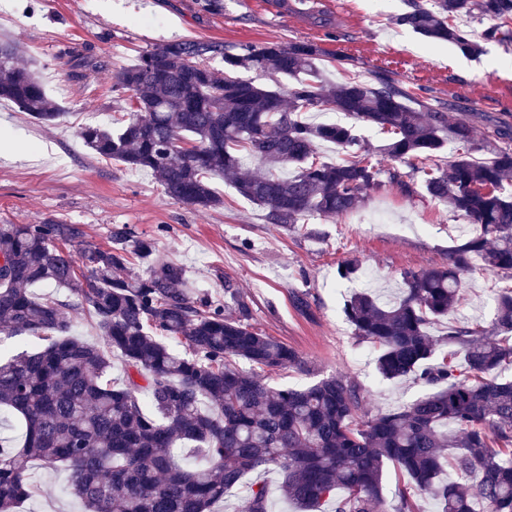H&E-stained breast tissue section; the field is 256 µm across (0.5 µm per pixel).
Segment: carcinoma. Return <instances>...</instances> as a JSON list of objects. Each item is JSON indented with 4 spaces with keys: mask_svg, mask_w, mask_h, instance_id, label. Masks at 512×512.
<instances>
[{
    "mask_svg": "<svg viewBox=\"0 0 512 512\" xmlns=\"http://www.w3.org/2000/svg\"><path fill=\"white\" fill-rule=\"evenodd\" d=\"M407 5L397 24L466 56L483 45L457 25L461 16L488 22L485 41L512 40V0ZM217 57L222 70L208 65ZM323 57L311 42L236 52L215 40L165 42L112 73V91L136 99L128 119L115 128L85 125L78 135L92 154L151 172L168 197L200 210L223 205L211 185L223 176L288 230L314 214L334 218L361 207L383 173L402 196L421 188L458 213L469 231L446 264L404 272L392 299L358 291L343 304L355 335L378 350L377 373L413 375L431 392L368 416L362 386L336 375L304 388L271 386L236 361L269 373L305 371L307 362L256 331L245 302L228 313L195 297L184 268L161 259L129 225L113 226L112 245L103 248L86 240L81 224H0V335L45 341L35 353L0 354V412L24 426L20 447L0 445V512H16L31 496L34 461L65 467L80 512H212L255 471L279 473V491L303 512L326 502L332 512H379L389 467L409 477L393 512H416L422 496L439 512H512V380L499 378L512 364V289L500 292L490 327L428 332L453 312L475 262L512 275V148L476 142L465 119L421 111L419 94L387 74L331 81ZM242 71L292 83L271 88ZM0 99L44 126L61 116L35 66L3 39ZM319 107L391 139L371 149L351 125L304 119ZM449 141L464 152L448 167L416 166ZM321 143L358 146L360 154L318 161ZM243 150L257 169L246 167ZM483 150L487 158L472 156ZM396 163L412 173L402 175ZM288 167L295 172L286 176ZM131 253L143 274L132 273ZM40 283L68 294L37 297L31 286ZM81 314L99 344L70 336ZM446 346L450 356L437 358ZM115 352L125 364L119 382L110 377ZM187 445L198 455L192 466L179 455ZM269 503L268 486L255 484L241 512H270Z\"/></svg>",
    "mask_w": 512,
    "mask_h": 512,
    "instance_id": "cac0c4a2",
    "label": "carcinoma"
}]
</instances>
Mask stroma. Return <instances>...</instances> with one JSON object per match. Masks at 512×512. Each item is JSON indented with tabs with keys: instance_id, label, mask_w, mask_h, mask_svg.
<instances>
[{
	"instance_id": "obj_1",
	"label": "stroma",
	"mask_w": 512,
	"mask_h": 512,
	"mask_svg": "<svg viewBox=\"0 0 512 512\" xmlns=\"http://www.w3.org/2000/svg\"><path fill=\"white\" fill-rule=\"evenodd\" d=\"M218 12L199 0H0V35L17 39L36 60L48 95L63 112L51 127L0 100V224H33L44 217L86 227L106 247L114 225L151 238L158 256L184 267L197 293L224 300L225 286L247 303L259 332L294 348L310 366L266 375L267 383L303 388L331 375L365 389L364 409L377 413L428 391L414 377L385 381L376 349L358 341L341 305L355 290L339 264L358 259L372 272V290L395 293L407 270L446 263L465 219L425 194L403 197L391 183L361 208L335 218L310 217L295 230L268 223L264 210L224 179L212 185L220 208L200 212L167 197L153 176L95 157L77 132L114 125L135 105L111 90L109 70L137 63L154 45L181 38L227 46L266 41L311 42L342 59L329 72L391 75L415 89L425 110L467 117L478 137L494 125L512 127V43L488 41L477 57L446 43L429 44L395 23L404 0H223ZM88 82L74 78L75 70ZM379 212L383 223L366 218ZM512 277L476 269L464 277L453 322L489 326L495 299ZM303 295L307 311L293 304ZM37 488L21 512H78L65 469L33 470Z\"/></svg>"
}]
</instances>
